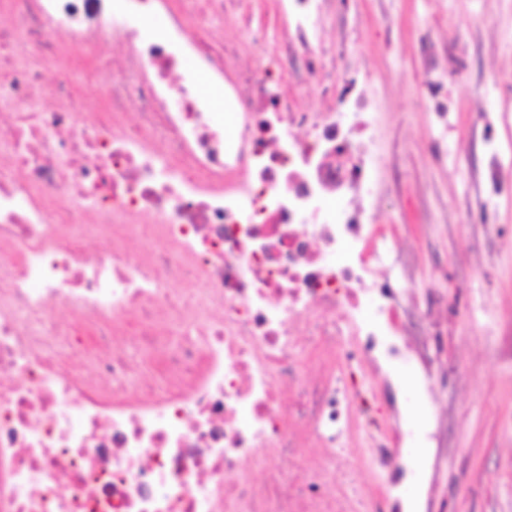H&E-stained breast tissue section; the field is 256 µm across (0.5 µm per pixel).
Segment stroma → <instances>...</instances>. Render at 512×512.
<instances>
[{
	"label": "stroma",
	"instance_id": "stroma-1",
	"mask_svg": "<svg viewBox=\"0 0 512 512\" xmlns=\"http://www.w3.org/2000/svg\"><path fill=\"white\" fill-rule=\"evenodd\" d=\"M248 11L190 23L247 56L280 25L278 0ZM322 38L346 77H371L372 190L405 262L387 277L435 376L426 395L414 365L386 371L407 398V457L428 454L406 512H512V0H327ZM96 59L66 58L90 122L108 92ZM432 293L448 307L419 323Z\"/></svg>",
	"mask_w": 512,
	"mask_h": 512
}]
</instances>
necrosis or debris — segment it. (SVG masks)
Listing matches in <instances>:
<instances>
[{
  "label": "necrosis or debris",
  "mask_w": 512,
  "mask_h": 512,
  "mask_svg": "<svg viewBox=\"0 0 512 512\" xmlns=\"http://www.w3.org/2000/svg\"><path fill=\"white\" fill-rule=\"evenodd\" d=\"M1 1L0 512H403L385 368L433 375L377 274L370 100L322 62L325 0H280L265 58L187 28L242 0ZM73 44L110 61L92 124Z\"/></svg>",
  "instance_id": "obj_1"
}]
</instances>
